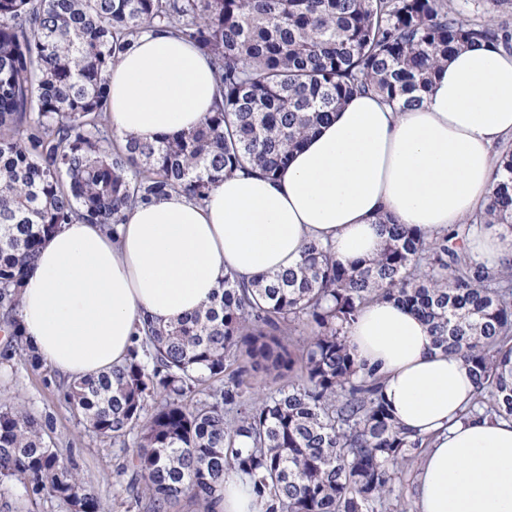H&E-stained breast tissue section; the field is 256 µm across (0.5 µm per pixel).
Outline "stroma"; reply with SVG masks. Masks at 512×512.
I'll use <instances>...</instances> for the list:
<instances>
[{"label": "stroma", "instance_id": "stroma-1", "mask_svg": "<svg viewBox=\"0 0 512 512\" xmlns=\"http://www.w3.org/2000/svg\"><path fill=\"white\" fill-rule=\"evenodd\" d=\"M448 8L477 24L492 21L512 27V0L490 6L487 0H444ZM52 368L32 370L15 353L0 329V405L27 411L43 426L64 462H75L86 488L100 501V512H147L130 488L131 473L125 468L128 450L100 438L81 424L56 387ZM0 512H68L62 502L44 497L30 503L21 484H0Z\"/></svg>", "mask_w": 512, "mask_h": 512}]
</instances>
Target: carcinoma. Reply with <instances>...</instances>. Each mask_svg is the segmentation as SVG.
<instances>
[{
    "label": "carcinoma",
    "mask_w": 512,
    "mask_h": 512,
    "mask_svg": "<svg viewBox=\"0 0 512 512\" xmlns=\"http://www.w3.org/2000/svg\"><path fill=\"white\" fill-rule=\"evenodd\" d=\"M145 33L176 35L209 59L214 109L194 130L123 145L108 124V77ZM476 41L507 48L512 32L472 24L440 0H0V318L14 348L45 367L14 316L61 225L113 230L136 203L171 193L203 202L249 166L272 176L351 95L415 106L448 54ZM494 179L475 221L512 235L511 143ZM380 226L372 259L345 264L313 241L294 268L250 284L226 274L194 316L143 323L123 364L62 382L93 433L131 440V486L151 512L187 495L214 512L231 471L248 478L262 512H389L401 463L428 441L400 431L380 377L353 352L348 329L372 302L410 309L435 347L472 367L466 413L512 418V265L467 253L469 226ZM300 325L310 335L295 353L279 335ZM263 366L295 380L258 403L250 370ZM6 479L32 499L98 512L38 420L1 405Z\"/></svg>",
    "instance_id": "1"
}]
</instances>
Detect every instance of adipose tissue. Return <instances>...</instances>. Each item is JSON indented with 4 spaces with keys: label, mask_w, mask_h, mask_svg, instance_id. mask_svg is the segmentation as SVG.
Masks as SVG:
<instances>
[{
    "label": "adipose tissue",
    "mask_w": 512,
    "mask_h": 512,
    "mask_svg": "<svg viewBox=\"0 0 512 512\" xmlns=\"http://www.w3.org/2000/svg\"><path fill=\"white\" fill-rule=\"evenodd\" d=\"M214 96L197 49L147 35L110 73L109 124L151 142L200 125ZM510 139L512 53L469 45L436 71L420 105L351 96L274 176L235 173L201 204L172 194L138 205L114 236L62 225L28 272L18 330L63 376L108 371L144 318L194 314L225 274L248 283L287 270L313 240L345 263L375 257L385 217L429 231L465 223L485 209L495 148ZM464 247L490 267L512 260V236L497 229H475ZM349 336L357 360L381 375L399 426L431 439L416 512H512V419L461 418L474 391L469 365L393 302L368 304Z\"/></svg>",
    "instance_id": "adipose-tissue-1"
}]
</instances>
